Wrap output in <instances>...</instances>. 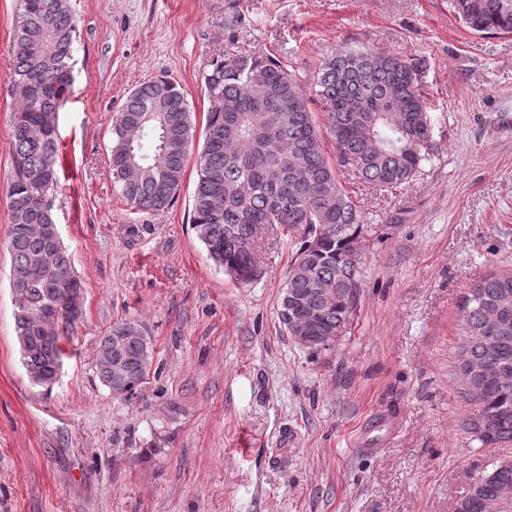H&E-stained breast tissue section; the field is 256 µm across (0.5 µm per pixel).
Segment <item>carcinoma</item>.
Returning <instances> with one entry per match:
<instances>
[{
    "label": "carcinoma",
    "instance_id": "carcinoma-1",
    "mask_svg": "<svg viewBox=\"0 0 512 512\" xmlns=\"http://www.w3.org/2000/svg\"><path fill=\"white\" fill-rule=\"evenodd\" d=\"M452 7L474 32L512 34V0H452ZM75 31L69 0H20L9 73L19 101L10 130V287L23 363L40 386L56 381L61 332L82 315L83 286L45 202L58 186L55 112L73 84ZM421 71L419 61L368 49H345L320 62L335 164L301 81L282 61L245 54L230 37L204 73L210 108L197 161L193 229L210 258L244 284L263 274L255 249L259 235L284 231L296 252L278 316L295 343L313 353L330 346L344 327L361 276L363 219L338 182V166H352L362 182L379 189L415 176L432 137ZM150 132L155 146L144 153L141 141ZM112 135V179L130 209L173 205L194 139L179 86L158 77L135 87L113 120ZM461 309L457 374L474 406L462 427L483 447H511L512 273L474 281ZM152 358L141 326L122 322L100 340L98 376L113 396L127 399L140 390ZM503 486L512 487V458L493 463L455 512H498Z\"/></svg>",
    "mask_w": 512,
    "mask_h": 512
}]
</instances>
